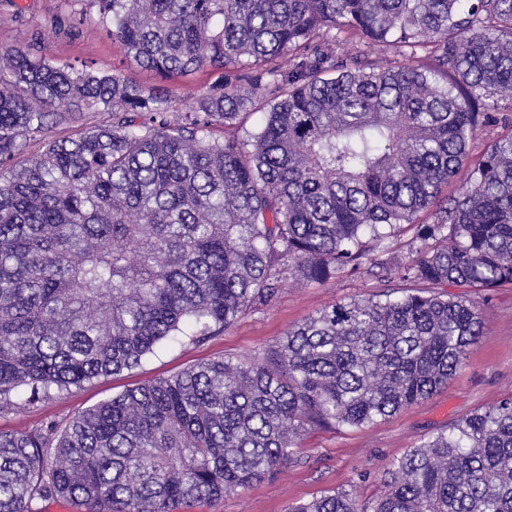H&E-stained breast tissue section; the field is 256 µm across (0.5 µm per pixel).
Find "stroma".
Masks as SVG:
<instances>
[{"label": "stroma", "mask_w": 512, "mask_h": 512, "mask_svg": "<svg viewBox=\"0 0 512 512\" xmlns=\"http://www.w3.org/2000/svg\"><path fill=\"white\" fill-rule=\"evenodd\" d=\"M25 45L60 65H86L122 74L145 87L173 90L188 105L184 87L202 89L216 80L200 71L185 83H168L141 70L95 20L73 24L60 0H0V52ZM367 268L344 271L323 282L285 281L272 305L249 310L223 334L201 343L180 336L166 341L142 364L69 393L50 396L0 414V429L28 432L74 414L126 388L170 376L222 356H261L318 310L336 302L378 296L399 287ZM482 311V335L472 345L448 384L372 425L357 428H308L292 460L280 471L225 495L216 505L178 506L175 512H288L293 504L333 491L359 503L379 498L392 463L442 428L479 408L496 405L512 393V285L471 292Z\"/></svg>", "instance_id": "35a3bbf8"}]
</instances>
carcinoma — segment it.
<instances>
[{
	"instance_id": "obj_1",
	"label": "carcinoma",
	"mask_w": 512,
	"mask_h": 512,
	"mask_svg": "<svg viewBox=\"0 0 512 512\" xmlns=\"http://www.w3.org/2000/svg\"><path fill=\"white\" fill-rule=\"evenodd\" d=\"M63 4L80 22L96 8L164 80L221 81L175 114L120 74L0 54V413L177 336L219 335L290 277L325 282L375 252L409 287L324 307L251 361L210 359L64 424L0 430V512L215 503L290 461L306 427L367 426L448 384L482 333L467 289L512 284V134L470 153L512 107V0ZM353 38L397 59H338ZM86 112L112 121L23 156ZM404 224L421 242L409 262L387 243ZM384 483L370 505L333 492L291 512H512V395L410 449Z\"/></svg>"
}]
</instances>
